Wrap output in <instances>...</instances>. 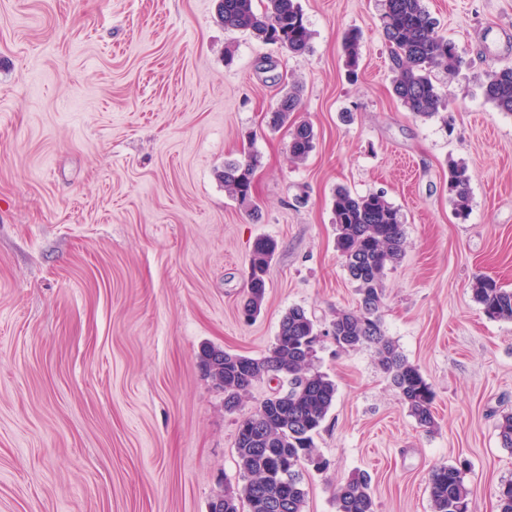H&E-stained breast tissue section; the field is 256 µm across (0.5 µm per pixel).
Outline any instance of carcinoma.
Wrapping results in <instances>:
<instances>
[{"instance_id":"carcinoma-1","label":"carcinoma","mask_w":512,"mask_h":512,"mask_svg":"<svg viewBox=\"0 0 512 512\" xmlns=\"http://www.w3.org/2000/svg\"><path fill=\"white\" fill-rule=\"evenodd\" d=\"M255 0H219L218 16L224 28L248 32L271 44H279L301 57L310 50L311 31L299 0H265L259 12ZM382 31L392 63V94L409 112L433 117L450 108L452 101L435 84L438 68L457 70L462 59L455 44L440 33L424 0H384ZM347 64L357 65L360 33L344 36ZM484 96L498 111L512 115V67L491 70L484 81ZM300 89L290 88L271 112L275 128L291 125L289 150L295 162L307 159L315 133L306 122L291 120L298 111ZM258 158L224 162L220 177L224 190L248 211L257 212L253 201V174ZM469 177L464 166L450 171L448 186L457 215L466 217ZM336 225V250L349 279L356 285L359 305L355 311H338L330 326L336 348H375L379 368L391 380L411 416L424 428L435 425V392L420 369L409 362L385 336L379 311L386 270L401 258L404 245L403 217L382 193L360 195L338 187L332 202ZM276 250L273 240H256L250 259L247 296L241 312L254 319L266 295V272ZM474 300L492 320L512 321V289L496 280L478 276L472 287ZM322 333L301 307L288 309L279 323L275 341L260 359L204 345L198 353L202 371L224 390V408L238 409L242 395L261 379H286L285 389L264 399L256 411L238 421L235 452L244 496L224 494L222 512H304L306 492L303 470L322 457L315 444L319 431L336 400V384L314 367ZM431 512H462L469 507L470 491L464 473L454 465H439L429 479ZM335 512H375L371 477L352 474L336 487Z\"/></svg>"}]
</instances>
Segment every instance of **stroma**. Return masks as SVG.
<instances>
[{
	"instance_id": "obj_1",
	"label": "stroma",
	"mask_w": 512,
	"mask_h": 512,
	"mask_svg": "<svg viewBox=\"0 0 512 512\" xmlns=\"http://www.w3.org/2000/svg\"><path fill=\"white\" fill-rule=\"evenodd\" d=\"M312 33L293 58L224 29L218 0H0V512H208L241 488L238 421L203 376L202 345L259 358L285 312L324 335L337 386L307 471L305 512H334L352 473L376 512H430L428 474L465 464L471 512H498L512 448V321L485 316L475 277L512 289V115L483 95L512 66V0H424L463 57L437 70L449 116L391 93L381 0H299ZM362 49L348 72L342 36ZM314 129L302 163L269 115L289 86ZM257 155L250 216L224 191L225 160ZM465 166L470 211L448 170ZM384 193L404 218L383 279V330L435 392L420 427L373 347L326 330L357 306L336 250V186ZM277 248L260 315L245 322L257 238ZM469 177L467 169L464 166H456L450 171L448 186L450 192L454 195V204L457 215L461 218L466 217L467 213V189Z\"/></svg>"
}]
</instances>
